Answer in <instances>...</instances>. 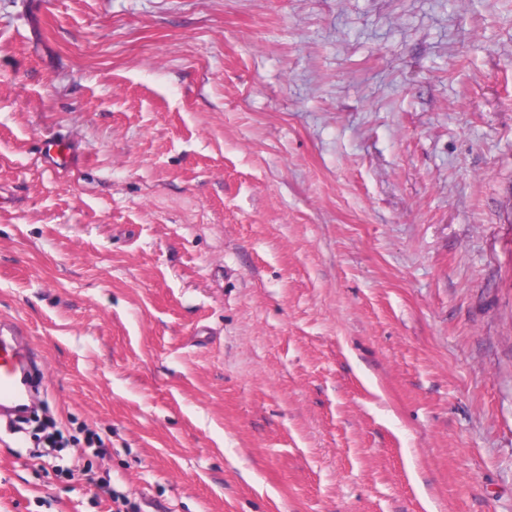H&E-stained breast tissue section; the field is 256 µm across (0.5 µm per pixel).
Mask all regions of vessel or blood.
I'll return each mask as SVG.
<instances>
[{
    "mask_svg": "<svg viewBox=\"0 0 512 512\" xmlns=\"http://www.w3.org/2000/svg\"><path fill=\"white\" fill-rule=\"evenodd\" d=\"M22 333L18 323H0V410L21 414L29 397V357L15 339Z\"/></svg>",
    "mask_w": 512,
    "mask_h": 512,
    "instance_id": "b4317fda",
    "label": "vessel or blood"
}]
</instances>
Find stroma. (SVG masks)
<instances>
[{
	"instance_id": "stroma-1",
	"label": "stroma",
	"mask_w": 512,
	"mask_h": 512,
	"mask_svg": "<svg viewBox=\"0 0 512 512\" xmlns=\"http://www.w3.org/2000/svg\"><path fill=\"white\" fill-rule=\"evenodd\" d=\"M1 318L0 512H512V0H0ZM0 407L2 411L23 414L29 397V356L16 344L22 327L13 321L0 325ZM5 336H11V341Z\"/></svg>"
}]
</instances>
